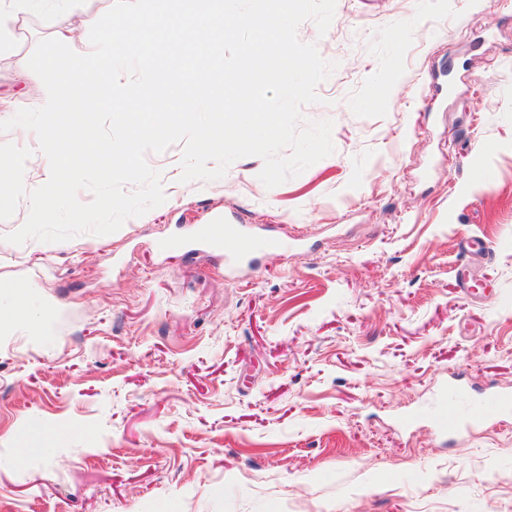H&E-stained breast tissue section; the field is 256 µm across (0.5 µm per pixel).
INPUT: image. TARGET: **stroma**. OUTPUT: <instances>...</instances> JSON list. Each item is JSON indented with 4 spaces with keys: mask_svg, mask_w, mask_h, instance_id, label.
<instances>
[{
    "mask_svg": "<svg viewBox=\"0 0 512 512\" xmlns=\"http://www.w3.org/2000/svg\"><path fill=\"white\" fill-rule=\"evenodd\" d=\"M109 5L10 22L0 121L41 93L16 55L59 13L89 53ZM297 36L336 65L303 109L334 151L300 175L183 183L176 143L146 155L165 202L113 233L0 219V280L50 308L0 332V512H512V418L426 414L451 382L512 391V0H337ZM239 214L302 249L226 275L198 232Z\"/></svg>",
    "mask_w": 512,
    "mask_h": 512,
    "instance_id": "35a3bbf8",
    "label": "stroma"
}]
</instances>
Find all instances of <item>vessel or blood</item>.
<instances>
[{
    "label": "vessel or blood",
    "mask_w": 512,
    "mask_h": 512,
    "mask_svg": "<svg viewBox=\"0 0 512 512\" xmlns=\"http://www.w3.org/2000/svg\"><path fill=\"white\" fill-rule=\"evenodd\" d=\"M202 238L224 249V268L229 273L243 272L252 263L251 255L260 250H297L301 243L296 239L265 240L254 237L248 230L244 216H237L227 222H214L205 225ZM505 414L512 411V394L502 391L484 393L479 401H466L461 389H450L432 415L436 431L452 433L467 424H476L483 420L487 412Z\"/></svg>",
    "instance_id": "b4317fda"
}]
</instances>
